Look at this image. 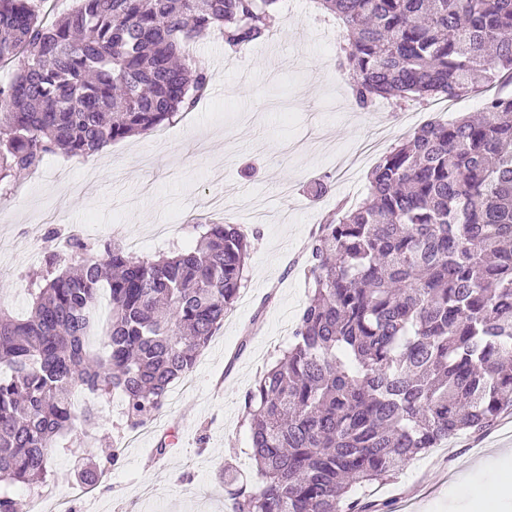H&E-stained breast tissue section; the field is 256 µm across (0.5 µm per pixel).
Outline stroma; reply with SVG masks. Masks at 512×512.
Instances as JSON below:
<instances>
[{
    "instance_id": "stroma-1",
    "label": "stroma",
    "mask_w": 512,
    "mask_h": 512,
    "mask_svg": "<svg viewBox=\"0 0 512 512\" xmlns=\"http://www.w3.org/2000/svg\"><path fill=\"white\" fill-rule=\"evenodd\" d=\"M342 42L335 19L312 0H280L271 42L238 53L209 32L190 46L211 74L194 111L87 160L49 157L39 171L18 175L0 202V307L20 317L52 227L94 241L138 240L137 256L193 244L200 221L237 225L251 242L238 299L194 370L142 427H128L120 394L99 404L76 452H55L41 512H58L57 499L71 496L91 463L102 475L73 501V512H231L225 474L244 485L258 481L244 397L287 347L308 300L310 238L340 206L366 195L380 158L372 153L343 176L339 155L365 138L370 123L382 127L390 147L428 122L481 112L487 98L476 91L445 112L431 100L380 99L363 111L337 68ZM317 182L325 190L315 196ZM162 440L170 449L160 455ZM500 448L512 449L505 414L353 495L388 502L393 512H445L450 486L477 479L478 461Z\"/></svg>"
}]
</instances>
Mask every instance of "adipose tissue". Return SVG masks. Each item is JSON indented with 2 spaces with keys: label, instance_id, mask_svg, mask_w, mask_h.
Masks as SVG:
<instances>
[{
  "label": "adipose tissue",
  "instance_id": "adipose-tissue-1",
  "mask_svg": "<svg viewBox=\"0 0 512 512\" xmlns=\"http://www.w3.org/2000/svg\"><path fill=\"white\" fill-rule=\"evenodd\" d=\"M511 457V449L488 457L481 464L483 480L477 484H456L454 500L475 503L479 512H504V504L512 499V467L507 464Z\"/></svg>",
  "mask_w": 512,
  "mask_h": 512
}]
</instances>
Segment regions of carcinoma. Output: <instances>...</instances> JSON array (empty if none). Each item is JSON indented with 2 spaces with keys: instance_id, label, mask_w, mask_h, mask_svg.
Instances as JSON below:
<instances>
[{
  "instance_id": "carcinoma-1",
  "label": "carcinoma",
  "mask_w": 512,
  "mask_h": 512,
  "mask_svg": "<svg viewBox=\"0 0 512 512\" xmlns=\"http://www.w3.org/2000/svg\"><path fill=\"white\" fill-rule=\"evenodd\" d=\"M278 0H79L48 21L0 0V199L50 156L87 158L191 112L210 76L188 48L273 34ZM346 40L356 105L457 97L512 77V0H315ZM193 247L134 257L57 228L29 315L0 309V486L42 485L75 396H123L144 425L231 311L251 244L204 224ZM311 294L281 357L245 395L260 479L232 512H363L350 492L512 408V96L430 122L385 153L369 191L308 245ZM110 318L103 351L102 293Z\"/></svg>"
}]
</instances>
